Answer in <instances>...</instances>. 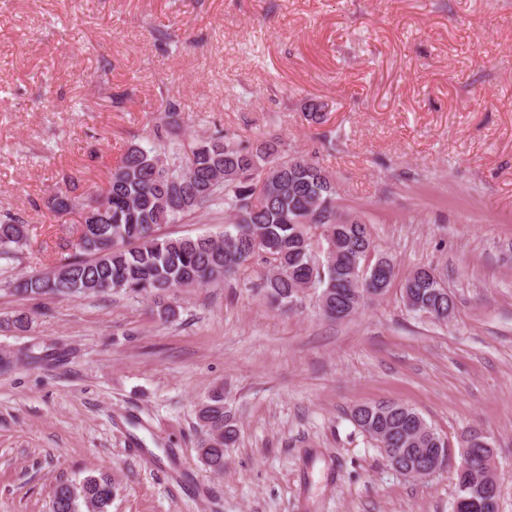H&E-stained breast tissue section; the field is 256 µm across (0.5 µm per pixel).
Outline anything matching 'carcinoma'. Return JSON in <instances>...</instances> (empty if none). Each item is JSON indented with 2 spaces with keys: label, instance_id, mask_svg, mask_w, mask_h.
<instances>
[{
  "label": "carcinoma",
  "instance_id": "carcinoma-1",
  "mask_svg": "<svg viewBox=\"0 0 512 512\" xmlns=\"http://www.w3.org/2000/svg\"><path fill=\"white\" fill-rule=\"evenodd\" d=\"M175 105L153 130L147 145L131 143L112 170L105 191L95 195V219L82 224L78 250L44 273L23 276L13 291L25 297L61 298L132 292L153 299L151 313L167 322L176 311L164 302L174 288H198L233 278L258 264L263 272L252 290L276 309H291L315 289L324 316L344 320L391 286V257H375L367 223L353 220L337 204L336 183L316 161L290 155L282 140L269 136L237 142L220 132L188 139L178 130ZM224 205L230 224L224 235L171 238L157 234L161 224ZM322 229L315 249L309 225ZM28 225L6 212L0 215V257L26 245ZM441 274L419 268L402 286V297L415 314L448 321V293ZM354 424L385 455L412 459L424 448H443L445 440L414 409L379 401L356 406ZM202 430L198 454L215 472L224 471V449L237 440L233 417L224 406V390L198 405ZM469 450L457 468L454 499L469 500L465 512H499V496L470 495L468 483H498L488 471L489 438L473 430ZM115 491L108 475H89L78 484L60 483L53 512H107Z\"/></svg>",
  "mask_w": 512,
  "mask_h": 512
}]
</instances>
